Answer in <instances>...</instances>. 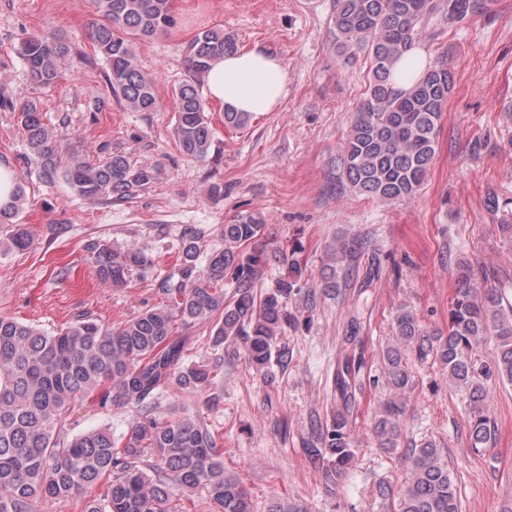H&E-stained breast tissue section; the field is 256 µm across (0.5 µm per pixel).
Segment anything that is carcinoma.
<instances>
[{"label":"carcinoma","mask_w":512,"mask_h":512,"mask_svg":"<svg viewBox=\"0 0 512 512\" xmlns=\"http://www.w3.org/2000/svg\"><path fill=\"white\" fill-rule=\"evenodd\" d=\"M103 20L92 28L97 52L109 67L113 96L136 112L157 106L154 80L138 63L135 43L162 35L173 26L172 0H98ZM477 0H335L336 49L351 58L369 60L365 96L344 142L342 178L356 193L382 202L410 201L429 171L438 143L439 124L454 75L445 61H429L407 90L394 87L395 63L414 46L420 24L438 17L450 24L477 12ZM237 39L222 29L197 34L187 45L188 79L174 89V135L180 150L199 161L213 143L209 107L203 95L206 72L217 57L236 53ZM32 83L42 89L60 78L68 46L55 37L29 38L17 49ZM251 115L224 111V127L244 128ZM18 123L40 177L61 178L90 201L125 199L145 189L153 169L138 165L123 152L92 163L81 155H62V146L43 122L40 103L25 102ZM25 189L14 180L10 202L0 205V224L9 225L8 251L25 254L36 240L25 224L16 223ZM265 224L254 214L238 215L221 225L224 242L200 263L203 230L185 224L180 230L177 263L156 281L164 303L137 316L106 326L82 317L55 332L0 315V512H40L39 504L80 498L81 512H184L183 501L199 498L206 512H251V499L241 481L224 469L215 434L198 414L162 405L175 392L208 409L207 396L224 359L218 350L240 339L245 360L267 367L281 331L298 320L288 309L304 295L314 310L315 291L302 290L305 264L298 244L271 250L259 245ZM369 248L363 235L341 238L332 253L327 287L358 273ZM96 279L115 288L128 284L135 270H145L151 257L138 248L119 250L107 243L88 247ZM288 267V275L270 288L260 284L263 268ZM466 262L457 267L458 288L448 308V328L426 331L416 314L400 308L393 330L395 342L384 352L388 384L404 392L415 385L409 358L432 356L448 379L469 393L471 447L481 452L497 443L498 426L487 408L486 383L512 384V305L506 307L494 288L472 282ZM233 285L224 293V281ZM211 325L209 362L188 360L194 337L179 329ZM497 343L492 365L476 353L488 339ZM363 358L336 370L335 392L344 411L315 424L307 444L321 465L327 492L334 494L354 460L349 415L356 403V377ZM111 403L132 412L117 438L106 429L68 430L76 405ZM402 396L384 401L374 416L379 448L400 449ZM409 475L398 487H379L386 512H460V495L448 460L436 442L406 449Z\"/></svg>","instance_id":"cac0c4a2"}]
</instances>
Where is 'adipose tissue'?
<instances>
[{
	"instance_id": "obj_1",
	"label": "adipose tissue",
	"mask_w": 512,
	"mask_h": 512,
	"mask_svg": "<svg viewBox=\"0 0 512 512\" xmlns=\"http://www.w3.org/2000/svg\"><path fill=\"white\" fill-rule=\"evenodd\" d=\"M205 93L236 112H273L288 96V72L281 58L257 44L214 60Z\"/></svg>"
}]
</instances>
